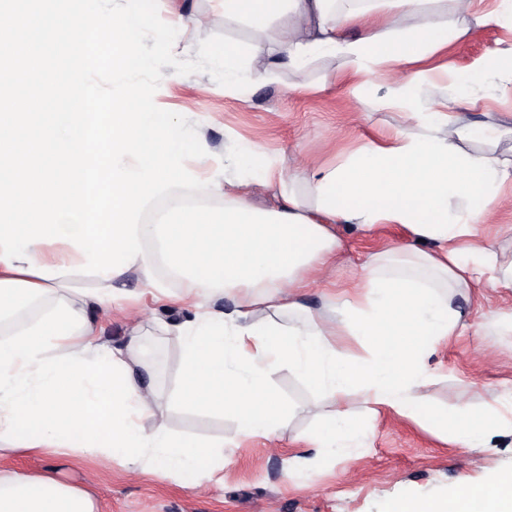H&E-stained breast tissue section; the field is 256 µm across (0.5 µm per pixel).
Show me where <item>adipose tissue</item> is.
<instances>
[{
    "instance_id": "adipose-tissue-1",
    "label": "adipose tissue",
    "mask_w": 512,
    "mask_h": 512,
    "mask_svg": "<svg viewBox=\"0 0 512 512\" xmlns=\"http://www.w3.org/2000/svg\"><path fill=\"white\" fill-rule=\"evenodd\" d=\"M427 0H219L225 18H244L270 41L245 46L228 41L218 57L224 90L274 79L328 56L343 60L359 87L382 76L391 83L380 100L400 122L380 137L342 150L338 162L292 164L276 171L254 142L239 143L234 161L263 172L279 213L302 217L335 238L292 274L224 292L183 281L188 316L163 331L179 336L183 356L179 405L189 412L232 417L242 436L275 435L296 408L270 382L285 364L331 404L308 435L314 459L362 447L369 419L345 404L353 394L371 406L412 418L460 448L477 447L493 426L512 430L505 401L435 412L420 390L430 380L428 357L458 335L462 312L457 288L487 284L512 291V262L479 234L497 208H512V158L490 150L501 129L470 120L471 100L433 93L440 80L428 61L464 41L472 28L503 26L504 13L476 12L474 0H452L458 23L407 22ZM372 235L401 227L406 243L367 254L351 283L324 294L322 308L301 294L343 250L337 226ZM118 273L105 289L61 298L34 323L0 340V437L11 450L74 453L147 464L188 487L223 459V441L173 434L142 419L159 398L153 377L139 371L140 330L126 343L99 335L88 312L123 298ZM48 280L0 261V322L42 302ZM234 299L224 309L223 295ZM355 337L361 354L338 344ZM0 512H98L92 495L45 474L0 471ZM408 512H512V473L460 486L448 497L414 503Z\"/></svg>"
}]
</instances>
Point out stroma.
I'll list each match as a JSON object with an SVG mask.
<instances>
[{
	"label": "stroma",
	"instance_id": "obj_1",
	"mask_svg": "<svg viewBox=\"0 0 512 512\" xmlns=\"http://www.w3.org/2000/svg\"><path fill=\"white\" fill-rule=\"evenodd\" d=\"M186 8L198 12L200 25L176 39L173 52L179 59H196L200 41L214 34L246 43L263 37L245 21L211 13L208 0H186ZM510 38L512 32L499 27L478 28L464 43L449 47L438 62L454 76L456 91L477 99L470 119L489 113L506 128L495 148L512 158V99H497L489 81L469 77L475 61L493 57L499 41ZM342 69L340 60H318L301 71H283L277 80L251 86L246 95L237 96L225 93L209 74L179 75L165 66L154 100L196 128L207 155L189 165L203 178L223 180L224 154L242 140L260 143L276 160L318 157L333 163L356 138L399 120L396 111L378 105L388 93L381 79H373L359 94L352 83H326V76ZM402 238L396 227L383 228L370 238L346 233V253L331 280L344 284L368 249ZM43 256L48 264L67 267L65 284L72 291L92 293L101 288L98 276L80 274V261L64 244H46ZM123 286L139 292V300L113 303L100 325L104 336L116 343L127 340L131 323L142 325L141 342L164 399L155 416L144 418V426L160 419L177 434L223 439V468L188 488L167 473L130 466L118 457L9 453L0 456L1 470L50 474L88 489L101 512H400L415 499L446 497L460 481L481 482L512 472V431L488 429L479 447L461 449L389 410L372 416L366 447L312 467L293 465L296 437L316 425L321 410L307 383L285 366L271 373L272 384L297 411L269 439L240 436L228 417L185 412L169 401L181 376V342L158 327L162 321L184 319L186 311L176 300L181 281L163 275L157 285L164 290L160 296L133 274ZM455 301L467 314L466 325L430 357L432 377L421 391L425 404L441 411L464 402H491L512 392V335H498L489 325L493 315L512 311V292L472 289L456 294Z\"/></svg>",
	"mask_w": 512,
	"mask_h": 512
}]
</instances>
